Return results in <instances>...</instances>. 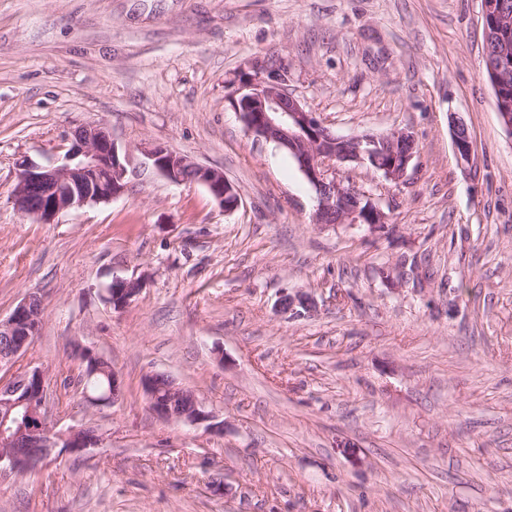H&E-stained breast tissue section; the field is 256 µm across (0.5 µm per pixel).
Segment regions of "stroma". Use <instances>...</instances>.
I'll return each mask as SVG.
<instances>
[{
  "mask_svg": "<svg viewBox=\"0 0 512 512\" xmlns=\"http://www.w3.org/2000/svg\"><path fill=\"white\" fill-rule=\"evenodd\" d=\"M483 55L480 0H0V318L44 297L11 372L49 369L56 429L104 436L0 476V512H512V137ZM253 66L336 135L412 133L400 182L336 168L385 228L313 223L295 160L230 104ZM86 124L125 193L21 217L17 159L59 164ZM157 145L223 170L239 208L158 174ZM140 274L113 310L105 286ZM297 292L315 312L280 311ZM77 341L111 360L114 405L65 385ZM152 372L223 429L152 413ZM450 126L456 156L461 163L469 164L472 159L473 145L468 134L467 126L455 113H450Z\"/></svg>",
  "mask_w": 512,
  "mask_h": 512,
  "instance_id": "stroma-1",
  "label": "stroma"
}]
</instances>
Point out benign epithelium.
I'll return each instance as SVG.
<instances>
[{
	"instance_id": "obj_1",
	"label": "benign epithelium",
	"mask_w": 512,
	"mask_h": 512,
	"mask_svg": "<svg viewBox=\"0 0 512 512\" xmlns=\"http://www.w3.org/2000/svg\"><path fill=\"white\" fill-rule=\"evenodd\" d=\"M485 44L491 54L484 78L491 84L496 112L503 130L512 138V12L504 0H481ZM239 112L246 132L256 141L273 142L285 149L316 192L315 224L366 226L371 231L384 228L389 216L365 193L336 179V165L354 164L382 174L394 182L402 180L414 157L415 140L411 133L397 129L385 133H365L345 138L333 134L288 92L285 75L276 79L254 67L239 79L230 97ZM455 153L460 162L470 163L473 145L464 121L450 115ZM153 168L175 183L204 185L218 206L231 212L239 205L232 184L224 172L200 164L162 146L147 152ZM127 169L112 134L102 124L82 125L73 130L71 147L64 161L56 166H41L27 158L16 162L13 205L24 217L41 224H52L59 215L89 204L110 203L126 187ZM146 284L142 275L114 278L105 288L104 299L114 309L131 304ZM280 309L292 316L309 314L316 304L305 294H284ZM44 312L43 296L27 293L10 315L0 318V335L9 348L0 352V371L10 370L34 342ZM74 355L83 373L112 372V363L91 346L77 344ZM52 384L48 369L35 367L0 382V473L17 475L29 469L35 458H47L59 451L85 453L102 445V433L91 426L57 431L51 425L47 397ZM144 386L149 407L157 416L190 425L206 423L218 429L215 415L195 401L185 405L189 391L173 380L162 385L158 374H148ZM120 396L117 377L112 391L84 395L92 407L110 406Z\"/></svg>"
}]
</instances>
